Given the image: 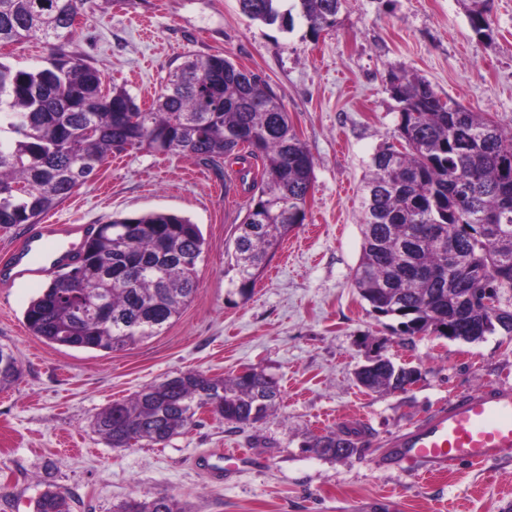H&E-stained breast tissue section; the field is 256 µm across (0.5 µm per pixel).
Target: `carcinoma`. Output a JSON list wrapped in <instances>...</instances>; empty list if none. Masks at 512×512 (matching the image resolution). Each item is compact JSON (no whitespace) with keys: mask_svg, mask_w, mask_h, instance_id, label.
I'll return each instance as SVG.
<instances>
[{"mask_svg":"<svg viewBox=\"0 0 512 512\" xmlns=\"http://www.w3.org/2000/svg\"><path fill=\"white\" fill-rule=\"evenodd\" d=\"M280 0H240L248 18L291 20ZM314 35L336 26L343 0H293ZM93 0H0V46L38 38L48 65L0 62V228L36 224L97 174L113 153L147 149L239 170L247 213L234 242L236 288L247 295L281 241L306 218L314 162L288 112L260 78L222 54L170 70L152 106L142 109L102 69L62 52L76 18ZM473 31L490 30L487 11L468 13ZM399 104L398 145L373 155L360 200L362 252L353 274L359 296L378 317L400 319L408 338L435 335L475 342L512 335V309L493 311L484 289H512V133L486 112L442 100L431 84L392 68ZM205 239L175 213L108 220L91 232L70 270L56 275L25 311L28 329L46 341L110 353L137 344L178 317L197 291ZM415 366L389 358L355 371L370 392H404ZM20 376L13 351L0 346V389ZM280 391L254 370L230 378L185 371L173 382L142 386L98 412L96 431L113 448L163 445L196 425L201 404L222 422L246 426L276 405ZM360 431H330L307 451L346 458L364 449ZM34 512H70L47 487ZM114 512H188L166 493L132 497Z\"/></svg>","mask_w":512,"mask_h":512,"instance_id":"1","label":"carcinoma"}]
</instances>
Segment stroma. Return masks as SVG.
Returning <instances> with one entry per match:
<instances>
[{"label":"stroma","mask_w":512,"mask_h":512,"mask_svg":"<svg viewBox=\"0 0 512 512\" xmlns=\"http://www.w3.org/2000/svg\"><path fill=\"white\" fill-rule=\"evenodd\" d=\"M489 19L481 38L463 0H344L335 27L316 37L298 16L289 25L250 20L239 0H96L77 17L67 54L106 67L107 82L144 107L187 52L221 53L259 75L312 155L315 178L304 224L245 297L229 285L248 199L233 161L215 170L128 150L52 210L68 224L152 211L188 217L205 239L198 290L160 335L106 354L34 336L24 313L39 287L0 285V344L21 368L0 391V512H34L48 484L70 512H112L137 490L173 495L192 512H512V464L464 465L430 480L386 464L390 441L414 424L466 393L512 385V336L410 340L352 285L360 189L372 155L398 135L390 68L512 132V0H492ZM377 351L418 367L420 380L403 393L358 387L355 369ZM244 368L280 386L257 424L201 413L166 445L132 448L110 447L93 428L100 410L147 383ZM344 429L362 431V455L306 452L312 437ZM229 448L249 461L214 482L197 463Z\"/></svg>","instance_id":"35a3bbf8"}]
</instances>
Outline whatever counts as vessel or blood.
Returning <instances> with one entry per match:
<instances>
[{"mask_svg": "<svg viewBox=\"0 0 512 512\" xmlns=\"http://www.w3.org/2000/svg\"><path fill=\"white\" fill-rule=\"evenodd\" d=\"M90 230L53 219L29 225L0 263V281L35 284L46 272L69 266ZM391 459L426 478L466 463H511L512 387L495 385L459 397L397 438Z\"/></svg>", "mask_w": 512, "mask_h": 512, "instance_id": "vessel-or-blood-1", "label": "vessel or blood"}]
</instances>
